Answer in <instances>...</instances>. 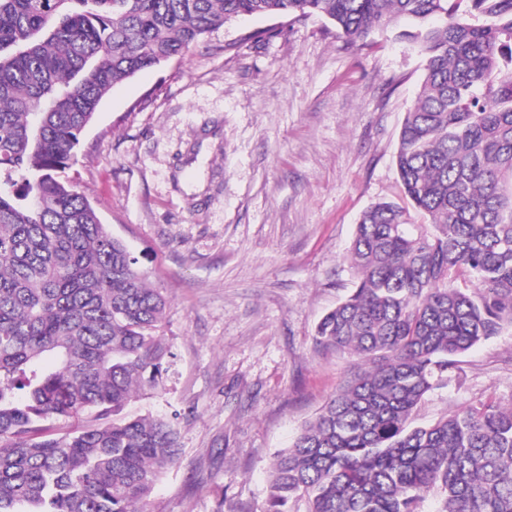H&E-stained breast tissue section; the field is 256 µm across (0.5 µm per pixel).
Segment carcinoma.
Returning <instances> with one entry per match:
<instances>
[{
	"instance_id": "1",
	"label": "carcinoma",
	"mask_w": 512,
	"mask_h": 512,
	"mask_svg": "<svg viewBox=\"0 0 512 512\" xmlns=\"http://www.w3.org/2000/svg\"><path fill=\"white\" fill-rule=\"evenodd\" d=\"M249 15L405 25L426 56L397 198L368 206L315 330L352 375L275 456L264 512H512V402L413 415L512 327V0H0V512H151L178 431L168 298L67 174L112 86Z\"/></svg>"
}]
</instances>
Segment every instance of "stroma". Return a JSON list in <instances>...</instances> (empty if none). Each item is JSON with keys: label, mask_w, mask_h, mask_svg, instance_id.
Masks as SVG:
<instances>
[{"label": "stroma", "mask_w": 512, "mask_h": 512, "mask_svg": "<svg viewBox=\"0 0 512 512\" xmlns=\"http://www.w3.org/2000/svg\"><path fill=\"white\" fill-rule=\"evenodd\" d=\"M425 59L325 18L255 17L103 98L71 173L170 300L172 357L144 408L174 416L180 459L153 512H263L276 452L351 374L315 325L352 286L355 224L395 197L393 156ZM512 400V329L472 348L415 413L430 424Z\"/></svg>", "instance_id": "1"}]
</instances>
